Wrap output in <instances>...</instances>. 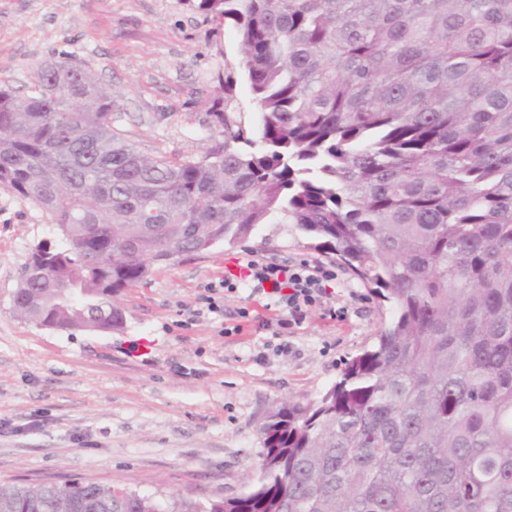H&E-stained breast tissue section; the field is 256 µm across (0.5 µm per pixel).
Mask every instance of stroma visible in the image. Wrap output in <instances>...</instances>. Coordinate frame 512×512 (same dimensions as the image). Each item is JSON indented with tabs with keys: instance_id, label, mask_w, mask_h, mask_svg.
<instances>
[{
	"instance_id": "stroma-1",
	"label": "stroma",
	"mask_w": 512,
	"mask_h": 512,
	"mask_svg": "<svg viewBox=\"0 0 512 512\" xmlns=\"http://www.w3.org/2000/svg\"><path fill=\"white\" fill-rule=\"evenodd\" d=\"M68 53L112 88V123L149 155L215 146L219 74L236 61L231 26L188 0H0V82L25 94L35 66ZM31 201L0 186V481L92 479L145 495L208 502L260 476V428L282 403L316 402L346 362L371 348L390 304L290 224H260L240 243L152 266L119 292L122 328L57 330L17 317L12 299L38 244L59 243ZM255 256L336 272L299 325L239 288L219 308L200 297ZM249 317H241V309Z\"/></svg>"
}]
</instances>
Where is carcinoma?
<instances>
[{
    "instance_id": "1",
    "label": "carcinoma",
    "mask_w": 512,
    "mask_h": 512,
    "mask_svg": "<svg viewBox=\"0 0 512 512\" xmlns=\"http://www.w3.org/2000/svg\"><path fill=\"white\" fill-rule=\"evenodd\" d=\"M235 30L218 143L151 157L68 54L0 85V185L65 247L13 308L118 328L112 295L177 250L293 224L392 303L319 401L275 407L245 494L198 503L87 480L0 483V512H512V0H196ZM258 116L234 106L238 79ZM90 296L64 311L61 288Z\"/></svg>"
}]
</instances>
